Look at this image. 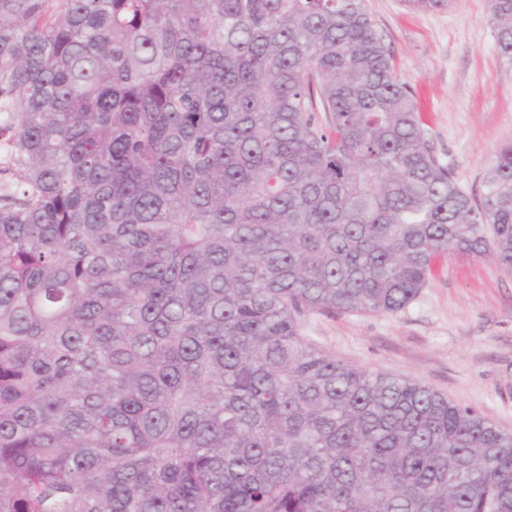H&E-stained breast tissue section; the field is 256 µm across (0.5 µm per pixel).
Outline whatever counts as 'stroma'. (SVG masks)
Returning <instances> with one entry per match:
<instances>
[{
	"label": "stroma",
	"instance_id": "35a3bbf8",
	"mask_svg": "<svg viewBox=\"0 0 512 512\" xmlns=\"http://www.w3.org/2000/svg\"><path fill=\"white\" fill-rule=\"evenodd\" d=\"M415 93L436 158L480 194L496 149L512 140V70L496 48L489 0L417 12L365 0ZM303 334L344 362L418 381L512 431V270L492 256L448 253L395 314L312 313Z\"/></svg>",
	"mask_w": 512,
	"mask_h": 512
}]
</instances>
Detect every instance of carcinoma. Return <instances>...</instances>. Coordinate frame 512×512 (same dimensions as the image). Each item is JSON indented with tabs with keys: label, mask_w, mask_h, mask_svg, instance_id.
<instances>
[{
	"label": "carcinoma",
	"mask_w": 512,
	"mask_h": 512,
	"mask_svg": "<svg viewBox=\"0 0 512 512\" xmlns=\"http://www.w3.org/2000/svg\"><path fill=\"white\" fill-rule=\"evenodd\" d=\"M1 112L0 512H512V432L302 334L512 269V142L465 193L364 0H0Z\"/></svg>",
	"instance_id": "cac0c4a2"
}]
</instances>
